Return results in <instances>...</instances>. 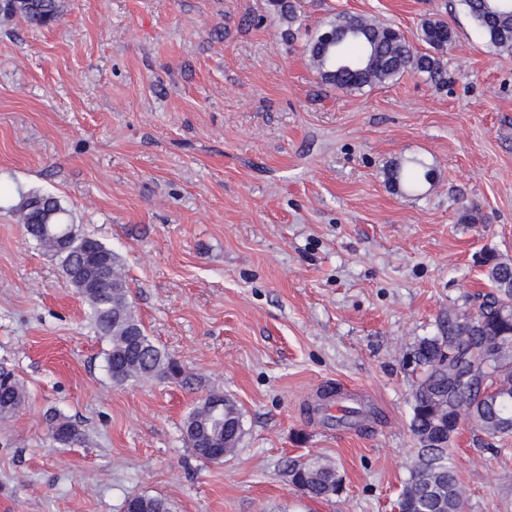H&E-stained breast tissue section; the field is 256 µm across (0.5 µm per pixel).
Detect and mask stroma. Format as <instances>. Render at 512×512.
<instances>
[{"label": "stroma", "instance_id": "obj_1", "mask_svg": "<svg viewBox=\"0 0 512 512\" xmlns=\"http://www.w3.org/2000/svg\"><path fill=\"white\" fill-rule=\"evenodd\" d=\"M343 12L413 43L448 22L446 83L324 85L305 44ZM412 160L431 180L394 185ZM0 184V364L26 390L0 421V512H124L135 494L173 512H395L411 351L487 291L485 252L512 261V51L460 0H297L289 27L267 0H61L38 30L0 15ZM29 192L120 255L181 376L112 383L85 302L15 220ZM330 388L360 427L310 413ZM212 391L243 424L219 463L182 434ZM50 410L81 443L51 441ZM452 454L463 512H512V437L465 418ZM309 457L337 467L338 495L289 486Z\"/></svg>", "mask_w": 512, "mask_h": 512}]
</instances>
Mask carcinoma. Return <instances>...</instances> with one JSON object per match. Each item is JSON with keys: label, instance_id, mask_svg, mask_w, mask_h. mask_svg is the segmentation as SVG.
Returning a JSON list of instances; mask_svg holds the SVG:
<instances>
[{"label": "carcinoma", "instance_id": "1", "mask_svg": "<svg viewBox=\"0 0 512 512\" xmlns=\"http://www.w3.org/2000/svg\"><path fill=\"white\" fill-rule=\"evenodd\" d=\"M484 38L512 50V0H461ZM270 10L287 23L295 20L291 0H268ZM0 14L18 17L31 27L46 26L60 14L59 0H0ZM417 50L399 29L359 15L339 14L306 46L324 83L346 92L383 85L408 70L443 80V54L454 32L442 20L422 23ZM430 172L412 166L391 178L416 189ZM18 223L60 264L68 281L88 306V317L108 341L105 370L113 384L124 386L144 378L170 379L180 374L177 363L145 333L128 298V282L118 254L99 239L64 220L67 210L50 194L20 195L14 208ZM76 230L68 251L58 238ZM490 290L478 295L476 310H448L440 335L424 337L413 350L419 368L412 405L411 432L418 444L410 477L398 501L404 512H461L462 486L450 453L454 432L450 416H467L491 437L512 434V263L493 252L483 257ZM24 386L14 371L0 365V414L8 419L22 405ZM53 442L82 440L76 424L60 415L48 420ZM243 434L236 402L219 392L198 401L183 424V438L194 456L210 462L198 441L211 442L231 453ZM288 482L311 498H329L342 489L335 466L317 458L290 464ZM143 512H172L160 496L137 495Z\"/></svg>", "mask_w": 512, "mask_h": 512}]
</instances>
